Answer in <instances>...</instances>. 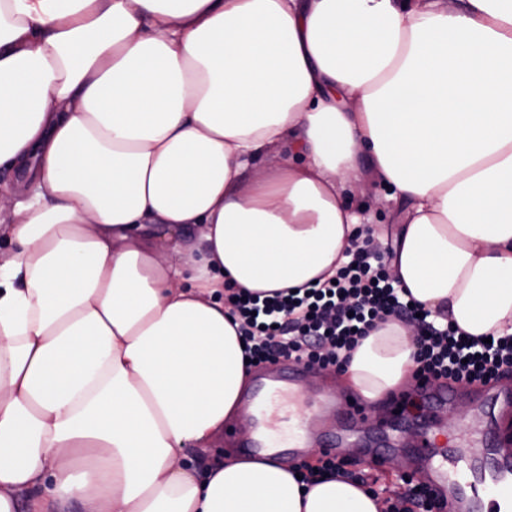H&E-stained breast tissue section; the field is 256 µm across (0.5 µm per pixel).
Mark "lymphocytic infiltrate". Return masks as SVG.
I'll return each instance as SVG.
<instances>
[{
  "label": "lymphocytic infiltrate",
  "instance_id": "f902f5d3",
  "mask_svg": "<svg viewBox=\"0 0 512 512\" xmlns=\"http://www.w3.org/2000/svg\"><path fill=\"white\" fill-rule=\"evenodd\" d=\"M356 303L346 307L345 296ZM239 321L250 359L265 363L279 357L302 359L320 367L345 368L359 340L390 319L410 321L419 308L403 299L369 247L357 250L334 281L303 295L259 299L230 294L226 298ZM414 375L428 380L486 383L512 372V335L491 342L459 333L453 326L427 325L415 336Z\"/></svg>",
  "mask_w": 512,
  "mask_h": 512
}]
</instances>
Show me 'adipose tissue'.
<instances>
[{
	"mask_svg": "<svg viewBox=\"0 0 512 512\" xmlns=\"http://www.w3.org/2000/svg\"><path fill=\"white\" fill-rule=\"evenodd\" d=\"M0 512H380L273 451L198 466L252 369L225 294L335 276L512 334V0H0ZM393 238L353 207L366 173ZM389 321L367 400L413 366Z\"/></svg>",
	"mask_w": 512,
	"mask_h": 512,
	"instance_id": "ef3b65f1",
	"label": "adipose tissue"
}]
</instances>
